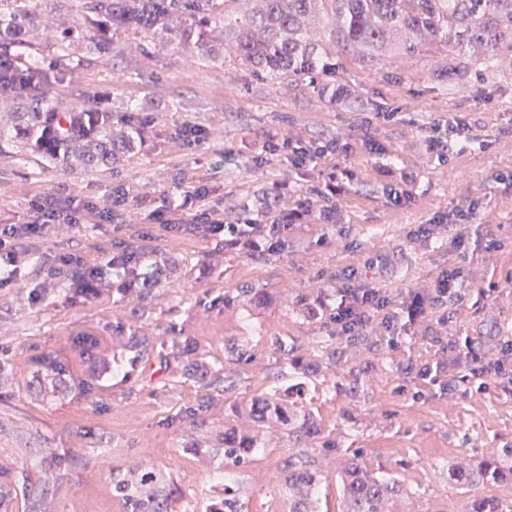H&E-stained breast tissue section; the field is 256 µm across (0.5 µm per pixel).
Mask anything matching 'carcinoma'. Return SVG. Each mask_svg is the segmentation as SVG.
I'll use <instances>...</instances> for the list:
<instances>
[{
	"mask_svg": "<svg viewBox=\"0 0 512 512\" xmlns=\"http://www.w3.org/2000/svg\"><path fill=\"white\" fill-rule=\"evenodd\" d=\"M59 4L78 12L81 24H70ZM105 31L113 37L104 38ZM118 34L124 38L121 44L114 39ZM155 41L195 48L247 83L277 82L288 88L302 83L331 105L361 111V95L337 79L349 58L374 67L388 54L414 61L442 49L448 52V63L434 70L433 77L445 89L512 81V0H0V57L12 63L0 72V86L33 90L12 99L0 113V158L13 156L23 144L69 173L112 168L114 160L144 137L138 108H126L114 122L110 111L52 104L48 87L80 61L113 59L133 44L146 53ZM287 197L282 185L265 187L235 206L233 223L301 224L308 218L336 223L337 208L318 204L324 192L299 193L290 201ZM160 268L157 260L145 268L122 262L114 274L144 298ZM72 345L85 359L100 363L98 337L75 336ZM126 346L136 362L150 338L128 336ZM278 350L290 377L310 378L321 370L315 360L292 356V347L285 343ZM36 365L54 383L68 372L67 362L52 352L38 356ZM185 375L209 387L230 383L224 369L202 363ZM291 394L274 387L252 397L235 408V419L224 425L223 433L206 441L189 433L185 449L205 454L222 448L224 460L240 467L270 435L318 441L322 430L313 410L288 403ZM66 461V455L53 452L46 467L14 473L0 465V512H12L16 481L31 484L36 478L45 484ZM448 478L468 492L512 481V448H500L465 469L454 467ZM325 484L310 449L288 454L281 481L287 512H323ZM336 490V512H396L393 504L403 487L390 472H373L353 454L336 468ZM112 491L131 512H166L172 487L163 471L139 463L112 480ZM467 512L506 510L498 500L478 496Z\"/></svg>",
	"mask_w": 512,
	"mask_h": 512,
	"instance_id": "carcinoma-1",
	"label": "carcinoma"
}]
</instances>
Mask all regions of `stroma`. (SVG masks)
<instances>
[{
	"mask_svg": "<svg viewBox=\"0 0 512 512\" xmlns=\"http://www.w3.org/2000/svg\"><path fill=\"white\" fill-rule=\"evenodd\" d=\"M444 53L423 55L406 67L395 56L369 68L350 61L344 74L367 102L352 112L320 99L311 88L245 85L196 49L156 44L149 53L125 52L115 62L91 59L49 92L82 107L120 111L139 105L147 143L113 169L70 174L41 166L20 149L0 158V226L33 224L32 203L53 197L59 208L83 205V224L52 225L25 242L14 287L0 289V350L9 352L10 405H0L9 433L0 460L30 465L46 449L71 462L45 488L53 512H126L112 493L113 477L144 461L170 477L175 492L167 512H217L224 502V452L202 457L182 449L186 434L212 436L231 421L233 408L275 383L279 342L296 356L317 359L321 372L300 393L321 420L318 461L328 478L344 456L359 454L371 470L397 474L411 493L413 512H463L468 493L448 469L512 446V383L473 376L470 365L437 371L449 348L477 353L483 364L512 356V83L445 91L430 76ZM396 73L398 81L387 80ZM464 113V143L448 140V123ZM200 128L198 143L180 135ZM306 143L350 140L351 158L328 155L303 166L267 154L268 139ZM448 141L447 158L429 141ZM335 181L339 220L294 224L284 251L249 254L220 239L177 233L164 225L178 205L230 221L234 203L273 183L304 191ZM393 181L401 201L385 183ZM478 201L481 216L459 228L420 227ZM462 234V248L452 239ZM126 247L157 254L161 281L147 300L104 275L93 294L73 295L72 277L48 275L56 255L79 252L105 265ZM459 269L458 297L434 301L433 280ZM261 288L274 302L245 305L242 289ZM357 288H380L395 317L394 330L372 327L340 336L327 319L294 310L302 297L328 310L353 301ZM103 339L101 353L121 373L99 377L70 348L71 336ZM150 336L152 348L131 362L122 337ZM194 348L170 358L180 337ZM247 349L232 365L234 386L216 394L210 410L191 414L205 395L185 379L196 361L216 364L226 344ZM51 351L70 363L65 387L40 390L35 355ZM357 389L346 391L352 372ZM94 382V394L80 383ZM306 439L273 438L239 469L241 512H282L281 469Z\"/></svg>",
	"mask_w": 512,
	"mask_h": 512,
	"instance_id": "35a3bbf8",
	"label": "stroma"
}]
</instances>
